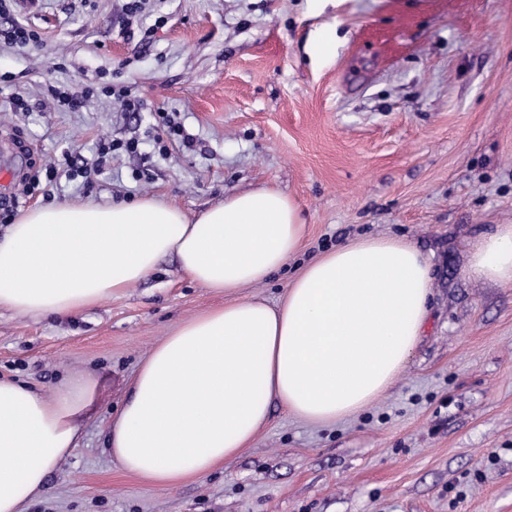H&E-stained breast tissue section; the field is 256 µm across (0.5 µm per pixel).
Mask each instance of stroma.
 <instances>
[{
    "mask_svg": "<svg viewBox=\"0 0 512 512\" xmlns=\"http://www.w3.org/2000/svg\"><path fill=\"white\" fill-rule=\"evenodd\" d=\"M23 0L0 17L40 34L0 42V196L18 212L152 197L189 217L277 188L306 235L286 268L238 298L277 304L295 277L358 237H404L432 266V307L398 381L359 415L306 422L272 402L249 448L176 487L125 473L107 447L129 382L180 323L223 306L175 256L124 295L61 318L0 309V378L52 392L92 375L97 402L78 446L25 512H512V284L470 279V242L512 224V0ZM166 17L155 28L158 17ZM405 49L360 41L364 25ZM151 39H144L146 29ZM334 29V56L311 38ZM127 87L50 108V86ZM23 95L31 109L17 112ZM191 144L159 152L158 115ZM135 139L91 187L22 174L94 162L103 139ZM54 109L60 111L77 112L83 108L85 102L92 97L104 96L115 99V101L129 112H137L142 109L143 101L131 97L124 89H116L110 83H101L97 86H85L81 90L62 91L61 89H50Z\"/></svg>",
    "mask_w": 512,
    "mask_h": 512,
    "instance_id": "stroma-1",
    "label": "stroma"
}]
</instances>
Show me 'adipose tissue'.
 Masks as SVG:
<instances>
[{"label": "adipose tissue", "instance_id": "ef3b65f1", "mask_svg": "<svg viewBox=\"0 0 512 512\" xmlns=\"http://www.w3.org/2000/svg\"><path fill=\"white\" fill-rule=\"evenodd\" d=\"M304 235L296 203L266 186L193 219L153 198L39 206L0 236V308L66 317L121 296L166 255L193 281L228 294L156 346L109 430L123 471L174 486L243 452L272 401L321 425L363 412L393 387L417 345L431 265L405 238L336 247L278 304L238 298L284 268ZM466 274L512 284V224L471 242ZM96 395L90 375L49 394L0 380V512H22L44 493Z\"/></svg>", "mask_w": 512, "mask_h": 512}]
</instances>
